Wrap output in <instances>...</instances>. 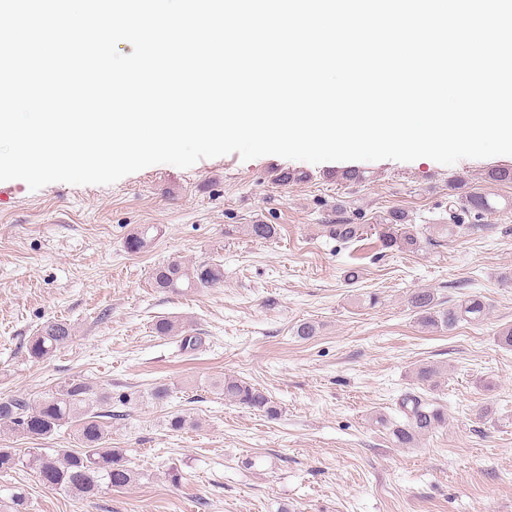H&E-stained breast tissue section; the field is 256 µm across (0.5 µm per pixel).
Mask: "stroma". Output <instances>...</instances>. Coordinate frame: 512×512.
Returning <instances> with one entry per match:
<instances>
[{
    "mask_svg": "<svg viewBox=\"0 0 512 512\" xmlns=\"http://www.w3.org/2000/svg\"><path fill=\"white\" fill-rule=\"evenodd\" d=\"M499 167L512 168V156L447 166L235 152L110 185L0 181V397L86 379L110 393V443L140 474L86 503L18 469L0 476V512L5 483L25 488L31 512H512V350L497 341L512 324V182L489 180ZM347 169L361 181L343 180ZM469 191L497 212L468 215L438 247H372L388 211L444 224L449 199ZM339 219L368 225L369 243L330 238L325 227ZM257 222L280 225L279 239L240 232ZM144 224L151 244L127 252ZM172 260L222 264L224 283L153 288V268ZM418 288L452 304L477 294L490 310L480 324L432 332L407 303ZM162 318L201 347L188 353L179 337L156 334ZM57 319L71 324V341L31 359L29 340ZM303 320L316 336H293ZM422 364L448 375L421 384ZM227 376L266 389L280 416L225 401L211 383ZM159 384L170 391L160 402ZM407 392L443 404L448 423L399 448L387 424ZM176 415L193 428L170 431Z\"/></svg>",
    "mask_w": 512,
    "mask_h": 512,
    "instance_id": "obj_1",
    "label": "stroma"
}]
</instances>
